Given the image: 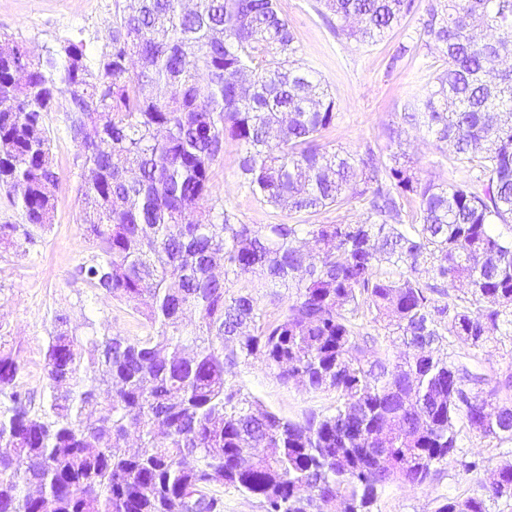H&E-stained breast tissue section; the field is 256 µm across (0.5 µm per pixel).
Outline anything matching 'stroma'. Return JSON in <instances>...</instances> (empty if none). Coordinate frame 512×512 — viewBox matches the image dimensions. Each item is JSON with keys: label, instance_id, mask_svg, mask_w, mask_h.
Instances as JSON below:
<instances>
[{"label": "stroma", "instance_id": "35a3bbf8", "mask_svg": "<svg viewBox=\"0 0 512 512\" xmlns=\"http://www.w3.org/2000/svg\"><path fill=\"white\" fill-rule=\"evenodd\" d=\"M115 0H0V36L22 42L33 55L58 50L69 34L80 35L94 55L108 46ZM429 0H415V8L381 41L363 44L335 31L336 19L319 11L317 0H278L287 18L298 56L321 78L336 104V118L322 132L321 145L350 153L372 149L376 159L403 151L424 179L439 183L462 182L472 174L453 153L423 131L405 124L402 115L419 87L447 67L446 59L430 49L423 35ZM53 140V156L60 184L56 189L54 220L28 248L0 243V336L19 354L23 369L18 382L35 402L47 396L44 346L56 315L68 317L69 329L83 332L93 319L99 333L124 335L137 330L132 309L110 296L93 294L78 274L91 259L83 239L81 161L79 149L66 132L62 113L45 116ZM400 131V142L391 134ZM242 145L225 139L224 152L214 170L211 193L204 207L225 206L244 224H333L339 219L366 221L369 213L361 199L342 209L316 214L273 213L240 186ZM441 353L482 374L488 386L512 372V344L488 342L480 351L444 341ZM229 387L240 390L263 409L289 419L330 413L336 407L332 392L312 393L297 383H282L259 361L240 365L226 377ZM480 466L469 472L463 462ZM512 464V441L481 439L461 430L454 458L440 466L424 484L404 488L391 484L379 494L373 512H437L447 500L471 493L489 483L504 464Z\"/></svg>", "mask_w": 512, "mask_h": 512}]
</instances>
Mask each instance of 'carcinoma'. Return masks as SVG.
I'll return each instance as SVG.
<instances>
[{
  "label": "carcinoma",
  "mask_w": 512,
  "mask_h": 512,
  "mask_svg": "<svg viewBox=\"0 0 512 512\" xmlns=\"http://www.w3.org/2000/svg\"><path fill=\"white\" fill-rule=\"evenodd\" d=\"M414 4L320 0L364 43ZM423 30L448 68L403 120L451 145L471 183L423 180L397 152L383 163L320 145L335 103L296 59L277 0L117 3L98 57L76 38L39 59L0 39V187L26 220L0 224V242L33 245L52 223L43 116L61 112L85 184L80 276L143 327L100 335L88 320L79 336L57 317L38 406L17 390L19 356L0 348V512H221L224 486L264 512H372L386 485L419 486L453 458L459 419L512 441V406L483 396L486 378L427 353L447 337L470 349L512 338V238L497 230L512 223V0H431ZM227 136L260 204L315 213L364 197L368 221L257 226L201 210ZM257 269L271 298L291 296L276 317L249 286L228 287ZM448 281L464 293L434 298ZM362 306L397 360L367 346L350 317ZM249 359L341 402L302 421L257 409L225 388ZM503 499L512 464L437 512Z\"/></svg>",
  "instance_id": "1"
}]
</instances>
